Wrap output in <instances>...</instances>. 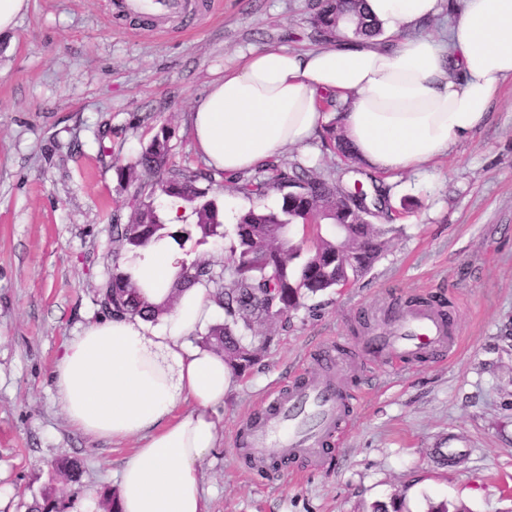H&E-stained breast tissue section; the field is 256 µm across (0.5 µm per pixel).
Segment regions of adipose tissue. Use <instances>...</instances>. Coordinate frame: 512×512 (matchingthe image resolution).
Listing matches in <instances>:
<instances>
[{
	"instance_id": "ef3b65f1",
	"label": "adipose tissue",
	"mask_w": 512,
	"mask_h": 512,
	"mask_svg": "<svg viewBox=\"0 0 512 512\" xmlns=\"http://www.w3.org/2000/svg\"><path fill=\"white\" fill-rule=\"evenodd\" d=\"M375 39L338 38L306 50L253 51L196 99L189 122L214 179L305 148L327 120L377 172L420 170L468 141L512 78V0H460L446 37L411 31L441 0H366ZM182 255L150 243L125 270L162 307L157 322L112 318L87 326L57 358L53 382L72 428L137 446L120 467L117 512H208L202 461L222 442L232 376L222 355L190 339L217 311L209 288L175 289ZM192 402L179 413L183 402Z\"/></svg>"
}]
</instances>
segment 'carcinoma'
<instances>
[{
    "instance_id": "cac0c4a2",
    "label": "carcinoma",
    "mask_w": 512,
    "mask_h": 512,
    "mask_svg": "<svg viewBox=\"0 0 512 512\" xmlns=\"http://www.w3.org/2000/svg\"><path fill=\"white\" fill-rule=\"evenodd\" d=\"M364 4L365 0H317L310 25L323 37L336 33L342 23L350 24L356 37L378 36L379 24L369 18ZM171 140V131L160 128L132 164L118 167L119 176L137 184V190L127 200L132 211L130 222L110 221L112 274L100 286L97 299L102 312L110 317L155 318V310L121 269L122 253H135L165 238L182 247L193 234L200 242L224 236L217 203L206 199L205 190L198 186L210 176L170 166ZM233 183L238 190L259 198L271 189L281 191L278 207L256 205L241 213L234 227L235 243L222 269L216 270L209 261L195 260L183 266L175 287L200 283L213 288L212 297L224 311V322L208 326L202 343L224 355L232 371L240 374L257 361L254 323L286 319L303 306L305 298L339 286L348 275L340 257L346 245L360 242L366 246L361 267L353 271L357 276L378 261L385 242L384 231L369 222L376 213L366 204L365 191L342 190L298 161L290 163L286 171L270 161L254 175L237 174ZM146 186L153 194L178 197L194 206L197 222L193 231H168L153 204L142 198L141 189ZM324 223L332 230L323 231ZM296 225L308 231L298 244L290 239V227ZM56 469L68 481L80 483L78 462L61 461ZM66 508V504L44 496L34 502L30 512H65Z\"/></svg>"
}]
</instances>
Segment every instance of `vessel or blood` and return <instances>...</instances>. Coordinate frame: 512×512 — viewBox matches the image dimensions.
<instances>
[{"label":"vessel or blood","instance_id":"obj_1","mask_svg":"<svg viewBox=\"0 0 512 512\" xmlns=\"http://www.w3.org/2000/svg\"><path fill=\"white\" fill-rule=\"evenodd\" d=\"M116 10L179 13L184 0H114ZM376 314L380 328L362 340L356 357L334 346L314 349V372L300 371L291 385L272 392L237 438V453L252 470H269L278 462L322 467L334 455L333 444L347 422L358 394L348 373L358 364L382 361L394 367L415 365L435 353L452 351L456 327L435 304L387 303Z\"/></svg>","mask_w":512,"mask_h":512}]
</instances>
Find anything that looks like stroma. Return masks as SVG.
<instances>
[{"instance_id": "obj_1", "label": "stroma", "mask_w": 512, "mask_h": 512, "mask_svg": "<svg viewBox=\"0 0 512 512\" xmlns=\"http://www.w3.org/2000/svg\"><path fill=\"white\" fill-rule=\"evenodd\" d=\"M182 17L145 21L112 0H28L0 37V512H28L50 493L71 512H105L133 442L72 429L53 385L64 344L104 317L97 291L112 271L109 216L128 223L116 160H134L158 128L173 161L203 169L188 125L207 86L252 50L319 47L311 0H189ZM472 138L422 171L395 173L377 222L386 248L371 269L307 300L270 337L257 363L233 376L220 408L222 444L201 464L209 512H371L398 498L403 512L446 502L512 512V80ZM342 182L383 181L357 159L314 140L285 150ZM226 237L187 242L189 259L223 265L238 216L255 201L203 181ZM441 295L461 344L448 360L366 365L360 397L330 465L245 470L233 441L266 394L290 384L316 345L357 349L360 315L386 297ZM458 449L454 459L441 457ZM78 459L81 486L54 467Z\"/></svg>"}]
</instances>
